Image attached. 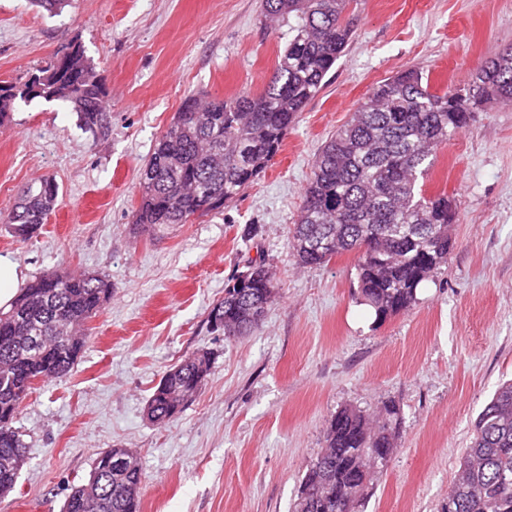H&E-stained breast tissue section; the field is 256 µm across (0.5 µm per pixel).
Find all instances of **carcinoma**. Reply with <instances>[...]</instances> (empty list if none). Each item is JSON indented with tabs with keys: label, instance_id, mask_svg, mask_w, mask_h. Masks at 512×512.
Segmentation results:
<instances>
[{
	"label": "carcinoma",
	"instance_id": "cac0c4a2",
	"mask_svg": "<svg viewBox=\"0 0 512 512\" xmlns=\"http://www.w3.org/2000/svg\"><path fill=\"white\" fill-rule=\"evenodd\" d=\"M355 0H262L265 25L287 28L273 76L258 94L211 99L192 95L157 140L139 171L140 201L133 223L185 224L217 214L265 170L299 112L325 86L352 34ZM105 77L80 45L56 57L22 85H0V125L17 101H60L93 138L110 130ZM512 102V45L441 93L415 68L380 82L326 139L292 229V249L305 265H324L345 253L358 257L362 301L376 319L408 309L419 286L448 261L455 204L429 195L425 182L438 151L475 112ZM51 178L21 191L5 223L24 241L56 208ZM260 269L243 288L232 283L209 316L225 338L251 331L252 304H271L274 274ZM112 299V281L98 274L49 269L0 309V498L15 488L25 445L14 427L26 398L46 379H63L81 356L88 324ZM165 372L148 399L150 421L164 424L182 412L210 374L188 356ZM400 409L391 402L370 418L344 408L329 421L325 447L305 473L292 512H358L369 493L375 460L391 458ZM110 448L95 461L87 482L72 488L63 512H140L143 467L134 454L112 466ZM440 512H512V380L502 383L477 417L456 482Z\"/></svg>",
	"mask_w": 512,
	"mask_h": 512
}]
</instances>
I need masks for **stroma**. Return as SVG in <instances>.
<instances>
[{"label":"stroma","instance_id":"stroma-1","mask_svg":"<svg viewBox=\"0 0 512 512\" xmlns=\"http://www.w3.org/2000/svg\"><path fill=\"white\" fill-rule=\"evenodd\" d=\"M355 13L345 53L264 172L222 213L154 236L132 220L157 139L189 95L261 92L283 33L263 27L261 0H68L56 15L0 0V83H24L77 43L106 75L111 112L95 139L66 104L17 103L0 126V221L45 177L61 202L28 241L0 224V256L26 283L56 268L113 285L70 374L39 383L16 420L27 458L0 512H61L110 448L142 461L141 512H291L331 417L385 401L401 412L397 448L362 512L447 501L477 416L512 379V106H487L439 152L427 188L457 205L454 247L409 309L377 322L356 256L299 264L290 228L320 146L357 104L408 67L440 91L463 85L512 45V0H358ZM260 258L275 300L226 340L208 314ZM199 350L206 382L176 419L151 424L163 373Z\"/></svg>","mask_w":512,"mask_h":512}]
</instances>
